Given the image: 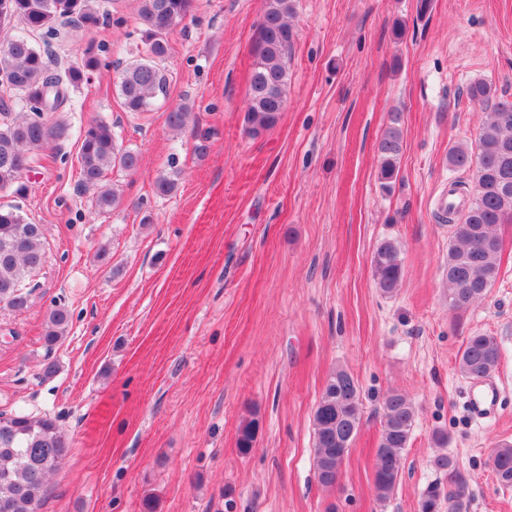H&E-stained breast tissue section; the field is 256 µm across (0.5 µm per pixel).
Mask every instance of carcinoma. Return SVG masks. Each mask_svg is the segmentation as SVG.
<instances>
[{
    "mask_svg": "<svg viewBox=\"0 0 512 512\" xmlns=\"http://www.w3.org/2000/svg\"><path fill=\"white\" fill-rule=\"evenodd\" d=\"M194 0H136L141 37L146 57L121 69L118 89L128 112H149L159 98L167 95L169 75L160 65L169 50L168 35L192 15ZM294 0H263V9L252 45V69L247 91L244 121L246 131L258 136L274 128L286 108L288 54L293 44L289 23ZM96 0H0V75L11 78L8 91L23 96L26 111L12 112L0 104V189L15 188L22 195V172L35 157L55 148L69 133L62 116L68 87L82 82L100 65L94 47L85 49L78 65L64 70L50 68L45 52L29 35L52 39L60 35L59 25L70 22L79 28H94L106 19ZM471 101L491 107L488 121L475 146L454 145L448 163L456 171H473L474 186L461 180L454 190L469 193V204L461 209H442L448 215L451 240L443 268L448 305L455 309L480 303L500 272L501 239L497 226L512 216V103L497 100V89L487 79H477L467 88ZM190 107L180 105L167 113L166 123L182 129ZM399 116L383 133L377 146L378 180L388 190L397 180L403 136ZM81 185L93 191V206L100 213L112 211L118 202L113 187L105 183L106 173L115 168L135 171L139 155L121 147L112 125L91 122L83 132L78 154ZM42 227L27 224L20 208L0 207V304L14 310L26 308L30 291L24 281L28 273L46 261L42 249ZM376 287L393 296L403 277L397 245L385 239L372 259ZM69 323L68 311L54 308L45 336L50 345L63 337ZM501 360L497 338L483 331L467 337L456 359L458 371L477 380L491 376ZM417 417V407L408 394L388 392L382 403L381 434L375 454L373 492L386 502L399 481L404 451L408 448ZM361 427V390L350 371L333 369L326 379L313 411L315 471L318 483L334 488ZM257 422L250 420L238 430L237 448L249 454L255 442ZM68 446L56 422L15 411L0 413V512H40L46 496V482L65 462ZM498 482L512 486V444L498 443L492 457ZM436 471L455 489L427 490L419 512H469L471 491L460 472L457 459L441 453L432 460Z\"/></svg>",
    "mask_w": 512,
    "mask_h": 512,
    "instance_id": "obj_1",
    "label": "carcinoma"
}]
</instances>
